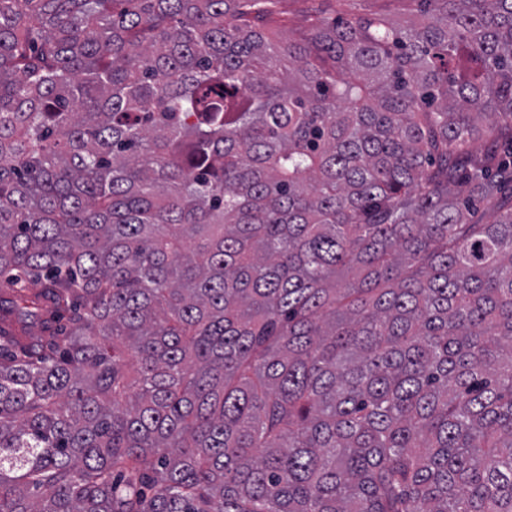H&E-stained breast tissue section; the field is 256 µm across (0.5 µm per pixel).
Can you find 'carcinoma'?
<instances>
[{"label": "carcinoma", "instance_id": "1", "mask_svg": "<svg viewBox=\"0 0 512 512\" xmlns=\"http://www.w3.org/2000/svg\"><path fill=\"white\" fill-rule=\"evenodd\" d=\"M277 2L0 0V512H512V0ZM322 1V0H280L278 4L279 20L281 24H286L283 27V32L286 36L294 39H300L308 34L310 30L308 28L307 17L312 10H316L322 15H328L333 9L335 2ZM345 9L348 17L383 13L389 19L401 23L415 19L416 16V5L407 1H351L347 3Z\"/></svg>", "mask_w": 512, "mask_h": 512}]
</instances>
